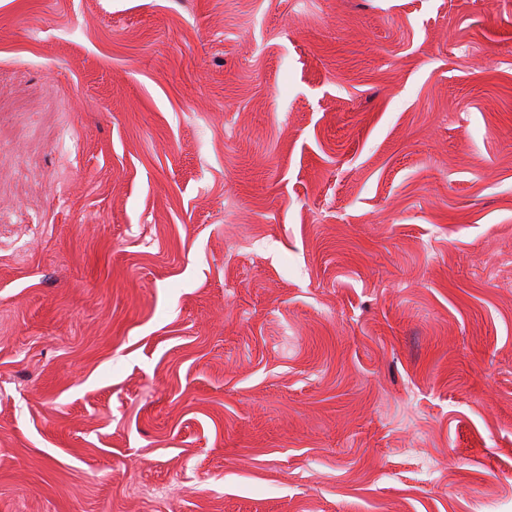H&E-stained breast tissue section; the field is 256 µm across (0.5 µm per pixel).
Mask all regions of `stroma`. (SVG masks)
Wrapping results in <instances>:
<instances>
[{"label": "stroma", "instance_id": "obj_1", "mask_svg": "<svg viewBox=\"0 0 512 512\" xmlns=\"http://www.w3.org/2000/svg\"><path fill=\"white\" fill-rule=\"evenodd\" d=\"M0 512H512V0H0Z\"/></svg>", "mask_w": 512, "mask_h": 512}]
</instances>
